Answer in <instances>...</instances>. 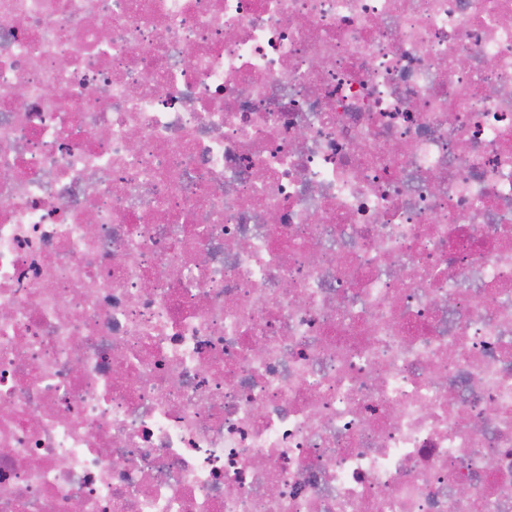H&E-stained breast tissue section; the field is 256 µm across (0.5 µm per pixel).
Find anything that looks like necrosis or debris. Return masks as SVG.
<instances>
[{"mask_svg":"<svg viewBox=\"0 0 512 512\" xmlns=\"http://www.w3.org/2000/svg\"><path fill=\"white\" fill-rule=\"evenodd\" d=\"M0 512H512V0H0Z\"/></svg>","mask_w":512,"mask_h":512,"instance_id":"4bbe7bcc","label":"necrosis or debris"}]
</instances>
